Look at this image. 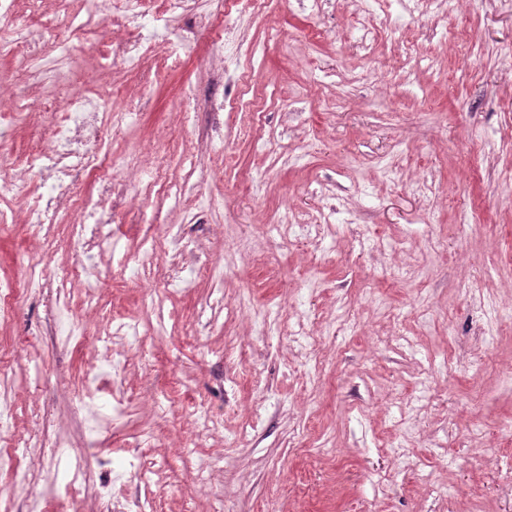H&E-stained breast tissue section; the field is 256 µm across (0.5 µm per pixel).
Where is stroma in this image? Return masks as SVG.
<instances>
[{"instance_id": "stroma-1", "label": "stroma", "mask_w": 512, "mask_h": 512, "mask_svg": "<svg viewBox=\"0 0 512 512\" xmlns=\"http://www.w3.org/2000/svg\"><path fill=\"white\" fill-rule=\"evenodd\" d=\"M44 9L65 22L30 67L66 56L130 179L112 235L83 254L92 310L81 283L28 276L45 252L70 264L73 212L38 232L0 190V395L12 440L47 444L17 459L28 484L0 472V512H512V0L423 15L387 0L371 54L351 0L319 16L279 0L263 24L199 0L189 45L146 24L156 51L106 77L110 44L85 23L99 0ZM228 15L252 45L248 106L219 115L243 136L214 142L203 106L224 85L211 56ZM318 185L340 212L315 239L284 213L325 205ZM169 224L199 257L166 247ZM200 257L213 275L187 284ZM106 370L121 407L96 434L82 394ZM191 401L210 426L182 415ZM78 454L74 495L62 472ZM121 458L152 470L116 491Z\"/></svg>"}]
</instances>
